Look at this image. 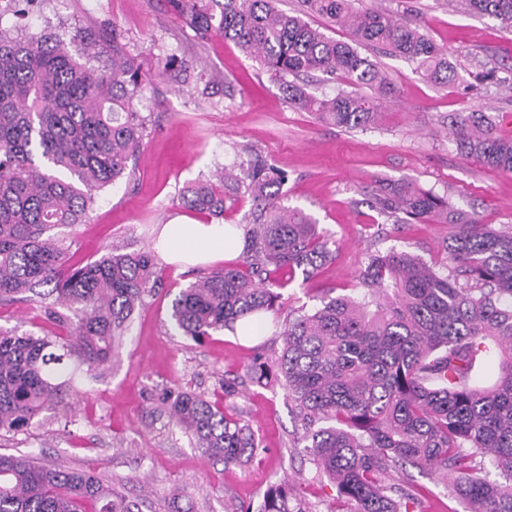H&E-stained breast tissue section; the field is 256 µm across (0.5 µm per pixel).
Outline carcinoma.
<instances>
[{
    "label": "carcinoma",
    "instance_id": "1",
    "mask_svg": "<svg viewBox=\"0 0 512 512\" xmlns=\"http://www.w3.org/2000/svg\"><path fill=\"white\" fill-rule=\"evenodd\" d=\"M276 0H168L196 34L234 42L281 81L288 100L351 130L374 124L396 87L362 46L388 51L441 87L456 80L447 54L418 29L351 0H301L289 14ZM468 10L512 27V0H465ZM317 15L346 29L350 41L304 20ZM189 60L169 56L163 70L185 75ZM321 72L365 86L317 97L297 84ZM293 80H288V77ZM146 76L112 29V58L82 61L68 44L0 28V305L35 301L66 329L62 336L0 328V437L26 430L57 403L76 356L91 375L105 366L135 310L162 286L150 249L73 263L53 230L80 224L98 194L123 178L140 148L147 118L139 111ZM457 155L512 172V139L480 112L449 116ZM286 177L260 156L224 167L188 186L182 207L224 214V191L244 190L263 221L244 232L238 261L214 268L179 292L170 321L200 342L251 316L278 312L296 271L306 277L333 259L335 245L303 211L279 203ZM378 212L401 223L448 225L444 257L429 264L408 251L369 255L362 291L325 295L310 311L288 315L282 348L257 357L250 380L277 383L302 433L298 442L318 477L336 487L334 512H416L420 493L383 484L410 466L451 477L448 497L468 512H512V227L482 224L448 197L408 180L381 181ZM51 286L48 291L45 286ZM493 361L489 385L478 372ZM175 426L224 465H244L259 442L247 421L186 391L158 398ZM499 479L486 475V463ZM139 512L138 502L91 469L46 467L29 455L0 454V512ZM261 512L291 507L288 485L271 487Z\"/></svg>",
    "mask_w": 512,
    "mask_h": 512
}]
</instances>
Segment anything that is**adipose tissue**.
Here are the masks:
<instances>
[{"instance_id":"ef3b65f1","label":"adipose tissue","mask_w":512,"mask_h":512,"mask_svg":"<svg viewBox=\"0 0 512 512\" xmlns=\"http://www.w3.org/2000/svg\"><path fill=\"white\" fill-rule=\"evenodd\" d=\"M240 237V230L229 224H194L180 220L164 225L156 250L170 264H207L234 258Z\"/></svg>"}]
</instances>
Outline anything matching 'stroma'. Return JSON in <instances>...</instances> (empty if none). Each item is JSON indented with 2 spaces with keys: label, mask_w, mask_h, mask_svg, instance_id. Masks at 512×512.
<instances>
[{
  "label": "stroma",
  "mask_w": 512,
  "mask_h": 512,
  "mask_svg": "<svg viewBox=\"0 0 512 512\" xmlns=\"http://www.w3.org/2000/svg\"><path fill=\"white\" fill-rule=\"evenodd\" d=\"M354 6L417 25L446 51L456 81L434 86L406 61L373 53L397 96L386 103L379 127L348 131L293 107L265 68L233 43L198 38L166 0H45L22 20L0 14V27L90 45L96 66L111 57V33L120 30L149 77L139 110L150 124L129 163L130 178L101 191L85 222L66 230L77 258H98L111 246L153 248L164 224L187 215L177 200L182 188L255 154L287 174L282 205L311 215L336 241L334 259L315 276L295 274L282 288L281 308L257 338L223 330L198 345L180 335L169 311L201 269L164 265L162 290L135 312L108 366L93 377L78 369L60 403L27 431L1 441L0 451L30 454L47 466L95 469L142 512H167L175 492L193 512H228L241 503L259 512L266 491L283 482L303 512H331L336 490L294 448L284 390L248 377L255 352H280L290 311L313 309L330 291L355 294L358 271L371 253L394 246L429 262L442 259L447 225L397 224L380 216L371 206L379 181L415 182L448 195L482 223L512 227V172L461 162L448 126L452 113L482 111L494 118L497 135L512 138V85L475 83L480 72L512 69V33L496 19L469 12L463 0H355ZM171 54L192 60L189 81L163 74L160 62ZM0 328L39 336L64 332L43 308L25 302L0 306ZM228 380L236 384L235 395L224 393ZM166 388L221 399L225 412L248 421L260 444L252 462L227 467L193 447L155 401ZM407 479L422 488L420 512H467L464 502L449 499L441 476L393 471L384 483Z\"/></svg>",
  "instance_id": "stroma-1"
}]
</instances>
